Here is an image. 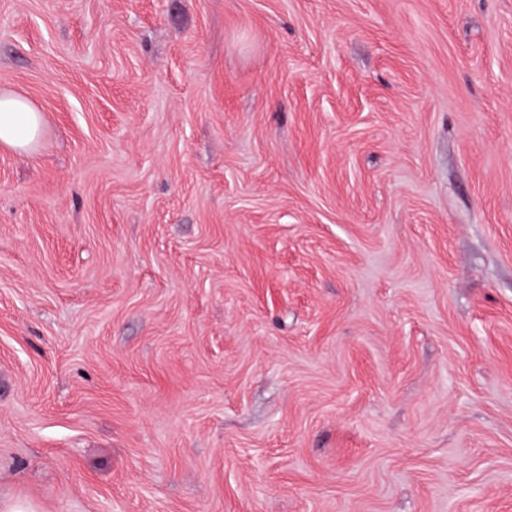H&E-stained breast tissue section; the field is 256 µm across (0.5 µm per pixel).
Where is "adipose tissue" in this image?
I'll use <instances>...</instances> for the list:
<instances>
[{"label":"adipose tissue","instance_id":"1","mask_svg":"<svg viewBox=\"0 0 512 512\" xmlns=\"http://www.w3.org/2000/svg\"><path fill=\"white\" fill-rule=\"evenodd\" d=\"M45 128L42 112L26 97L0 93V147L17 153L33 150Z\"/></svg>","mask_w":512,"mask_h":512}]
</instances>
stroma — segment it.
<instances>
[{
	"label": "stroma",
	"instance_id": "1",
	"mask_svg": "<svg viewBox=\"0 0 512 512\" xmlns=\"http://www.w3.org/2000/svg\"><path fill=\"white\" fill-rule=\"evenodd\" d=\"M0 501L512 512V0H0ZM45 128L42 112L26 97L0 93V146L17 153L33 150Z\"/></svg>",
	"mask_w": 512,
	"mask_h": 512
}]
</instances>
